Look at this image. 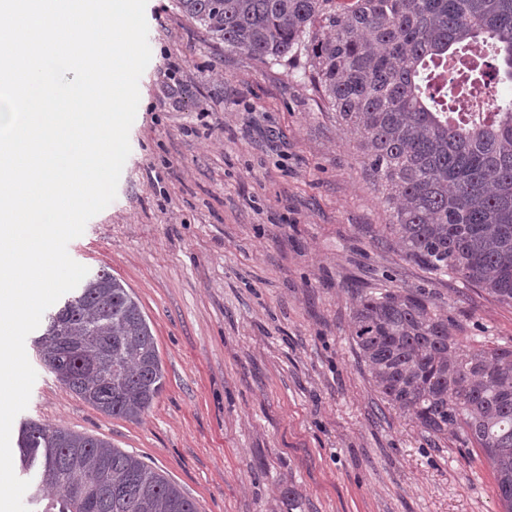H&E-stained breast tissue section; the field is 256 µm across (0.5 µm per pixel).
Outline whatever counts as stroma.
<instances>
[{"label":"stroma","instance_id":"stroma-1","mask_svg":"<svg viewBox=\"0 0 512 512\" xmlns=\"http://www.w3.org/2000/svg\"><path fill=\"white\" fill-rule=\"evenodd\" d=\"M151 60L116 199L68 244L137 297L165 370L140 420L41 377L17 415L135 453L198 512H503L490 464L385 405L350 339L360 296L419 291L465 345L512 306L405 256L304 59L262 64L148 0Z\"/></svg>","mask_w":512,"mask_h":512}]
</instances>
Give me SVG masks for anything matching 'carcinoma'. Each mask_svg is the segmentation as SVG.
Listing matches in <instances>:
<instances>
[{
  "label": "carcinoma",
  "mask_w": 512,
  "mask_h": 512,
  "mask_svg": "<svg viewBox=\"0 0 512 512\" xmlns=\"http://www.w3.org/2000/svg\"><path fill=\"white\" fill-rule=\"evenodd\" d=\"M224 48L262 64L307 57L321 99L363 150L406 256L512 305V101L448 105L489 64L512 82V0H178ZM351 339L390 408L428 433L462 432L492 463L512 512V345L465 346L422 293L364 295ZM41 359L70 391L138 420L164 384L155 338L132 292L107 270L48 315ZM23 459L58 497L43 512H197L137 455L29 424Z\"/></svg>",
  "instance_id": "1"
}]
</instances>
